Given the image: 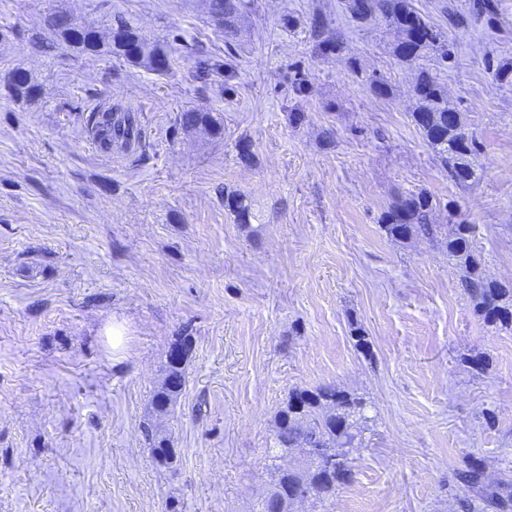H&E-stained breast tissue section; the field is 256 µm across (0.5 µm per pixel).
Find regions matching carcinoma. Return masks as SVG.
<instances>
[{
    "mask_svg": "<svg viewBox=\"0 0 512 512\" xmlns=\"http://www.w3.org/2000/svg\"><path fill=\"white\" fill-rule=\"evenodd\" d=\"M244 0H209L212 18L224 29L234 26ZM351 18L366 23L381 14L403 34L395 47L405 61L417 59L420 53L435 46L439 35L430 23L412 7L409 0H347ZM50 28L65 42L95 52L99 47L94 31L84 29L66 16L56 15L49 20ZM109 52L130 64L145 65L158 74L168 72L174 59L163 49L150 45L133 26L122 18L112 23L107 42ZM4 87L17 98H29L36 86L22 78L19 71L8 74ZM415 93L422 101L413 113L414 121L429 146L438 154L441 164L448 169V177L457 184H465L474 177L469 157L476 150L475 139L448 127V113L455 111L435 80L425 74L417 77ZM95 140L103 151H112L116 144L129 149L142 139V130L134 116L118 114L112 109L96 107L86 118ZM179 122L186 128L214 131L216 119L208 112H183ZM224 205L235 214L239 224L251 218V206L241 196H228ZM433 210L431 197L420 192L398 200L383 213L381 223L394 239H405L415 234L433 239L440 227L430 223ZM474 227L471 224H453L445 237L448 257L456 261L463 275L461 287L470 297L473 309L484 322L512 332V285L492 280L483 275L482 258L473 247ZM363 399L334 385L295 388L275 415V455L289 448H326L323 455L311 456L304 462V472H285L272 466L277 483L286 490L305 480L315 489L313 504L323 503L336 495V490L352 473L353 451L361 447L362 430L358 417L362 416ZM148 448L153 458L168 457L173 453L171 437L151 428H144ZM460 480L475 491L489 506L507 512L512 508V484L504 481L495 486L484 482L483 467L472 462L460 473Z\"/></svg>",
    "mask_w": 512,
    "mask_h": 512,
    "instance_id": "carcinoma-1",
    "label": "carcinoma"
}]
</instances>
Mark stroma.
Returning <instances> with one entry per match:
<instances>
[{
  "label": "stroma",
  "instance_id": "1",
  "mask_svg": "<svg viewBox=\"0 0 512 512\" xmlns=\"http://www.w3.org/2000/svg\"><path fill=\"white\" fill-rule=\"evenodd\" d=\"M246 2L227 34L208 0H0V79L38 87L0 88V512H258L276 412L328 383L363 399V443L350 480L302 512H492L459 472L512 482V333L474 314L443 243L381 224L427 193L433 223L475 225L485 275L512 283V0H410L450 52L408 63L396 29L345 0ZM55 15L102 41L122 16L175 63L81 52ZM216 60L232 79H199ZM423 72L476 138L468 184L413 120ZM98 103L138 117L141 147L100 151L83 122ZM191 110L219 133L181 128ZM181 336L186 384L158 419ZM155 422L172 465L144 444ZM19 72L20 70H13L9 73L6 77L4 87L17 98H29L36 93V86L31 83L29 78L26 79L19 74Z\"/></svg>",
  "mask_w": 512,
  "mask_h": 512
}]
</instances>
